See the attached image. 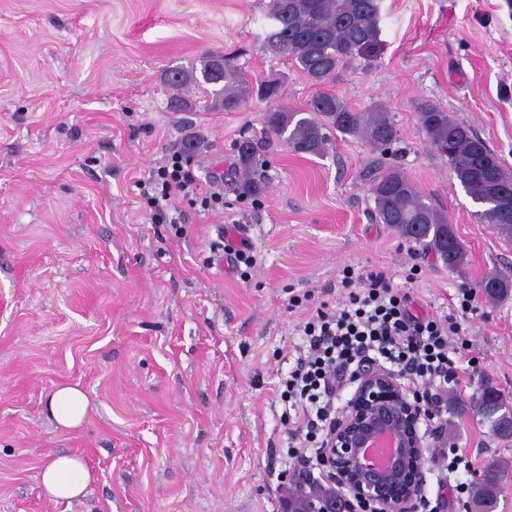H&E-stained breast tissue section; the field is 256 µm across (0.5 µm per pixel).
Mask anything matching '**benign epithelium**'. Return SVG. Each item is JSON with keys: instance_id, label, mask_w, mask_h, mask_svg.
<instances>
[{"instance_id": "1", "label": "benign epithelium", "mask_w": 512, "mask_h": 512, "mask_svg": "<svg viewBox=\"0 0 512 512\" xmlns=\"http://www.w3.org/2000/svg\"><path fill=\"white\" fill-rule=\"evenodd\" d=\"M336 418L322 458L331 484L373 505L375 512H416L425 485L424 410L394 373L372 368ZM392 440L390 461L378 466L368 449Z\"/></svg>"}]
</instances>
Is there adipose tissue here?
<instances>
[{"label":"adipose tissue","mask_w":512,"mask_h":512,"mask_svg":"<svg viewBox=\"0 0 512 512\" xmlns=\"http://www.w3.org/2000/svg\"><path fill=\"white\" fill-rule=\"evenodd\" d=\"M44 411L58 426L73 429L82 424L88 398L76 385H61L50 392L43 403ZM93 481L82 458L70 451L56 452L40 473L39 485L54 500L84 497Z\"/></svg>","instance_id":"adipose-tissue-1"}]
</instances>
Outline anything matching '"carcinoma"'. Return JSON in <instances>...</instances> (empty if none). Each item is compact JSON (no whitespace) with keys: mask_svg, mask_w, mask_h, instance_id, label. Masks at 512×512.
<instances>
[{"mask_svg":"<svg viewBox=\"0 0 512 512\" xmlns=\"http://www.w3.org/2000/svg\"><path fill=\"white\" fill-rule=\"evenodd\" d=\"M265 18L268 26L262 48L274 57L290 61L314 85H324L339 67L371 53L378 42L377 0H269ZM237 57L208 51L199 66L173 67L164 79L173 90L170 107L188 112L192 102L183 96L186 88H205L212 104L236 112L252 96L273 101L281 96L276 79L258 84L249 81L236 63ZM420 121L433 151L445 159L471 199L483 210L481 219L501 232L512 234V210L505 213L493 202L492 186L512 185V174L504 170L496 155L470 128L456 122L445 108L428 104L420 108ZM265 137L276 139L297 154L321 156L329 135L360 138L372 148L385 151L397 139V130L384 110L353 111L336 95L318 91L302 109L270 105L263 113ZM260 148L252 139L236 145L243 170L242 193L257 195L262 184L253 171L261 164ZM370 194L381 223L427 249L453 270L465 262L463 245L453 232L448 217L425 201L415 184L396 166L378 169L371 176ZM482 293L497 300L508 296L512 281L490 273L481 282ZM472 411L490 424L501 438L512 437V403L492 387L483 385ZM507 464L490 462L475 483L470 512H492L501 492L500 473ZM338 499L332 487L308 482L305 475L295 480L289 498L290 512H309L311 501L329 504Z\"/></svg>","mask_w":512,"mask_h":512,"instance_id":"obj_1","label":"carcinoma"}]
</instances>
